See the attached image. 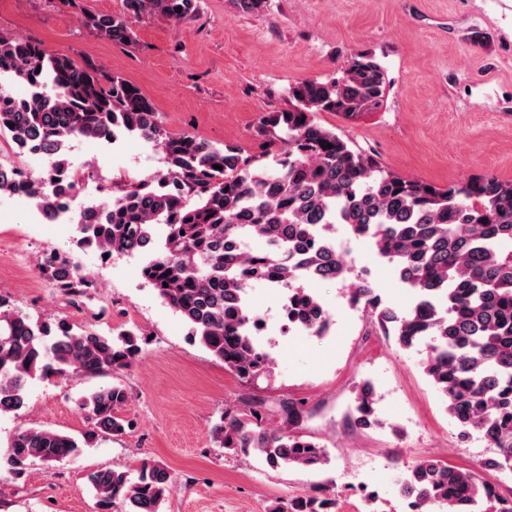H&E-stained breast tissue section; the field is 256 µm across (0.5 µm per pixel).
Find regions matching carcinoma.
<instances>
[{
	"label": "carcinoma",
	"instance_id": "obj_1",
	"mask_svg": "<svg viewBox=\"0 0 512 512\" xmlns=\"http://www.w3.org/2000/svg\"><path fill=\"white\" fill-rule=\"evenodd\" d=\"M123 4L120 14H85L80 24L101 38L131 43L133 20L144 13L183 21L199 10V0ZM2 76L27 82L33 92L21 103L0 96V133L19 150L53 154L57 163L42 179L27 180L17 168L0 170V195L23 185L42 212L62 213L74 196L63 176L69 164L64 150L73 142L127 135L156 143L165 170L113 183L105 208L75 217L80 244L108 255L147 256L140 268L144 281L245 382L272 364L252 333L257 316L244 302L251 283L288 289V321L318 336L328 330L330 314L307 280L346 283L349 304L364 307L369 324L400 348L431 345L423 371L458 436L475 431L496 449L482 470L512 471V181L471 178L444 189L404 178L315 121L318 112L352 119L383 105L389 79L374 54L355 53L332 80L295 84L290 108L259 118L256 135L280 145L271 164L169 133L138 86L37 42L0 37ZM338 224L392 265L413 296L408 308L388 306L368 283L349 280L352 265L332 236ZM250 238L263 247L245 249ZM40 271L69 295L93 287L71 255L47 256ZM4 306L0 296V412L22 409L26 386L37 376L118 371L141 352L130 330L109 337L64 320L33 322ZM128 398L120 383L86 397L82 408L92 428L80 440L47 428L17 433L0 452V470L21 474L35 462L73 457L100 435L125 434L130 423L121 410ZM355 402L354 423L372 426L370 383L358 386ZM303 414L302 404L291 402L288 428L267 432L255 403L246 412L224 410L214 432L224 448L256 450L272 467L315 468L327 453L292 433ZM482 470L424 459L401 473L399 494L410 512H512V493H501ZM88 480L101 512H162L173 484L166 468L150 462L134 479L101 469ZM268 512H336V493L325 486L276 500Z\"/></svg>",
	"mask_w": 512,
	"mask_h": 512
}]
</instances>
